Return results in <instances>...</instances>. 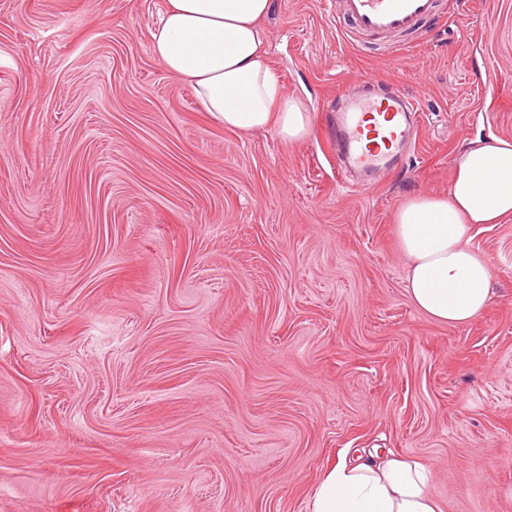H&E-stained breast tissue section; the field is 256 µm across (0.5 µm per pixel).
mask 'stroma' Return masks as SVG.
Instances as JSON below:
<instances>
[{"label": "stroma", "mask_w": 512, "mask_h": 512, "mask_svg": "<svg viewBox=\"0 0 512 512\" xmlns=\"http://www.w3.org/2000/svg\"><path fill=\"white\" fill-rule=\"evenodd\" d=\"M405 38L275 0L262 29L309 134L243 135L152 52L166 0H0V512H308L347 448L424 461L441 512H512V216L470 244L492 301L412 304L392 223L479 136L512 141V0ZM369 78L416 135L371 186L337 99Z\"/></svg>", "instance_id": "obj_1"}]
</instances>
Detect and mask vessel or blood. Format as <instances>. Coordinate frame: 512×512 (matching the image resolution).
I'll list each match as a JSON object with an SVG mask.
<instances>
[{"instance_id":"vessel-or-blood-1","label":"vessel or blood","mask_w":512,"mask_h":512,"mask_svg":"<svg viewBox=\"0 0 512 512\" xmlns=\"http://www.w3.org/2000/svg\"><path fill=\"white\" fill-rule=\"evenodd\" d=\"M438 0H345L344 15L359 30L397 36L435 17ZM415 104L398 88L377 81L369 94L340 97L332 134L344 170L372 175L398 161L410 137Z\"/></svg>"}]
</instances>
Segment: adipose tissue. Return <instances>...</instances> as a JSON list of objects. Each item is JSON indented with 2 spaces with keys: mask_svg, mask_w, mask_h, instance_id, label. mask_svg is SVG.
<instances>
[{
  "mask_svg": "<svg viewBox=\"0 0 512 512\" xmlns=\"http://www.w3.org/2000/svg\"><path fill=\"white\" fill-rule=\"evenodd\" d=\"M274 0H167L152 34L165 69L188 82L205 112L226 129L249 134L275 129L286 142L304 139L311 115L288 96L265 48L262 20ZM512 215V142L471 143L454 161L443 194L415 192L394 213L407 259V291L427 317L460 326L491 301L489 259L472 249L476 225ZM431 471L393 452L340 455L322 472L310 512H439Z\"/></svg>",
  "mask_w": 512,
  "mask_h": 512,
  "instance_id": "1",
  "label": "adipose tissue"
}]
</instances>
